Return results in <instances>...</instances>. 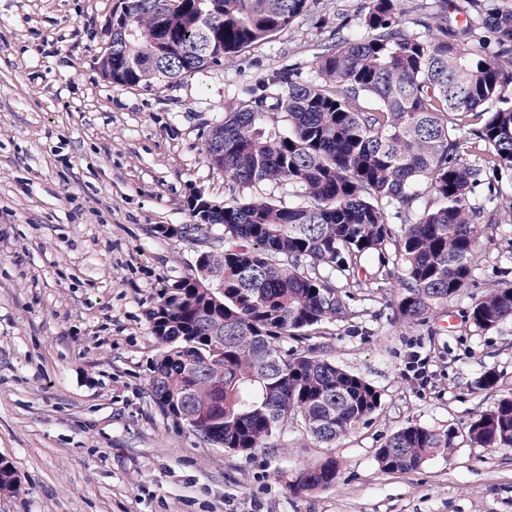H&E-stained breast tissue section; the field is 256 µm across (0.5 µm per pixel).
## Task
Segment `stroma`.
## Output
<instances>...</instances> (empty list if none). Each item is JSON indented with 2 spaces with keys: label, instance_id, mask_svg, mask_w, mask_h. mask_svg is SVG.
I'll list each match as a JSON object with an SVG mask.
<instances>
[{
  "label": "stroma",
  "instance_id": "stroma-1",
  "mask_svg": "<svg viewBox=\"0 0 512 512\" xmlns=\"http://www.w3.org/2000/svg\"><path fill=\"white\" fill-rule=\"evenodd\" d=\"M364 0L306 10L234 63L153 88L116 87L100 59L121 0H0V457L18 486L0 512H512V448L470 446L477 415L512 395V320L469 318L512 284V217L487 225L470 281L426 323L395 322L397 284L353 289L350 314L283 349L327 358L381 393L364 425L327 448L301 425L248 454L167 419L149 388L160 353L147 312L195 268L201 244L157 233L192 223L187 199H286L229 185L205 135L276 73L314 78ZM495 372L494 389L477 381ZM456 433L448 456L387 472L406 426ZM336 460L335 484L300 494L303 469Z\"/></svg>",
  "mask_w": 512,
  "mask_h": 512
}]
</instances>
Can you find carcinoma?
<instances>
[{
	"mask_svg": "<svg viewBox=\"0 0 512 512\" xmlns=\"http://www.w3.org/2000/svg\"><path fill=\"white\" fill-rule=\"evenodd\" d=\"M128 2L101 70L112 69L115 86L151 88L232 61L286 29L308 0ZM401 14V0H370L363 31L324 46L314 79L279 72L273 90L207 132L206 162L229 184L286 185L291 198L201 209L222 236L147 314L162 347L152 398L211 445L249 453L293 420L326 446L353 433L379 407V391L278 340L346 318L348 289L392 279L403 290L397 319L425 322L465 287L484 225L512 212V183L499 180L512 170V4L439 0L416 34ZM470 317L482 330L512 319V284L489 289ZM454 439L404 427L377 462L417 469ZM467 439L511 448L512 397L478 415ZM337 475L330 460L289 487H327ZM16 486L13 466L0 461V490Z\"/></svg>",
	"mask_w": 512,
	"mask_h": 512,
	"instance_id": "cac0c4a2",
	"label": "carcinoma"
}]
</instances>
